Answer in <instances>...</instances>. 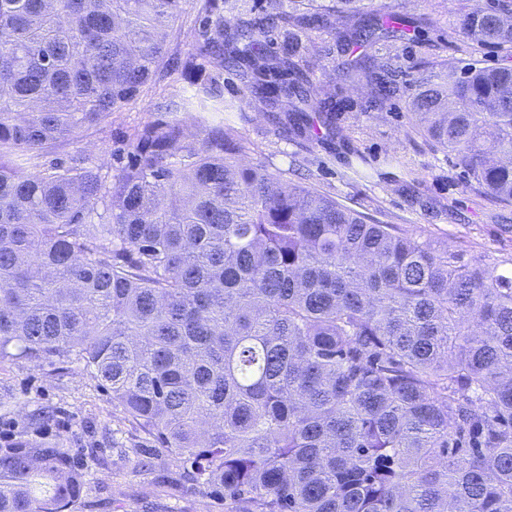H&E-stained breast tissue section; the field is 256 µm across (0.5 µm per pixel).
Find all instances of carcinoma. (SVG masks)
Segmentation results:
<instances>
[{
  "label": "carcinoma",
  "instance_id": "1",
  "mask_svg": "<svg viewBox=\"0 0 512 512\" xmlns=\"http://www.w3.org/2000/svg\"><path fill=\"white\" fill-rule=\"evenodd\" d=\"M189 2L0 0V359L83 363L227 512H512V270L244 164L224 127L254 102L285 135L334 128L304 63L318 30L371 107L407 96L511 203L512 66L401 82L399 43L436 20L365 0H195L194 51L171 54ZM499 14L459 28L512 47ZM165 71L189 88L126 151L50 157ZM70 452H0V512H70Z\"/></svg>",
  "mask_w": 512,
  "mask_h": 512
}]
</instances>
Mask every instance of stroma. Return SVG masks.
<instances>
[{"label": "stroma", "instance_id": "obj_1", "mask_svg": "<svg viewBox=\"0 0 512 512\" xmlns=\"http://www.w3.org/2000/svg\"><path fill=\"white\" fill-rule=\"evenodd\" d=\"M488 0H369L374 11L396 10L438 20L420 30L400 53L406 77L437 65L458 70L512 58V51L476 47L457 20ZM328 38L314 35L306 65L320 96L345 105L334 138L309 142L282 138L262 108L244 106L226 114L249 143L245 163L264 165L284 179L304 177L306 184L386 224H401L435 238L449 251L494 266L512 268V203L481 195L453 156L411 130L406 98L368 107V90L338 75V53H325ZM179 72H171L123 111L112 125L67 142L59 157L84 151L104 156L153 119L164 95L183 90ZM358 152L362 162L349 169ZM0 448L31 441L75 449L74 466L85 487L73 512H224L207 489L193 485L183 460L160 448L112 401L111 394L82 363L6 359L0 361Z\"/></svg>", "mask_w": 512, "mask_h": 512}]
</instances>
